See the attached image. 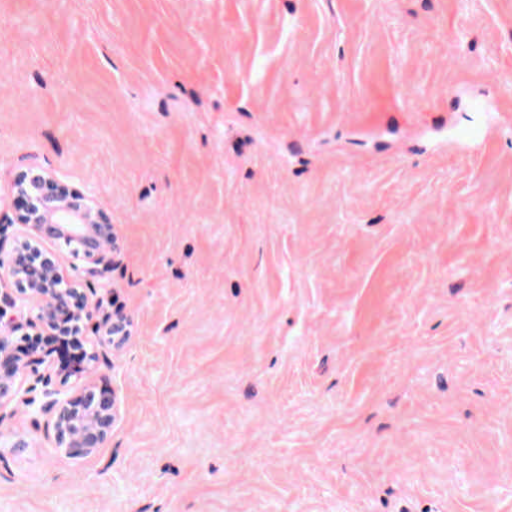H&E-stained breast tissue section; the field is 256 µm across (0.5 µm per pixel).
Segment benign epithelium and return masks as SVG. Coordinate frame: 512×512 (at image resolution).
Wrapping results in <instances>:
<instances>
[{
  "label": "benign epithelium",
  "instance_id": "benign-epithelium-1",
  "mask_svg": "<svg viewBox=\"0 0 512 512\" xmlns=\"http://www.w3.org/2000/svg\"><path fill=\"white\" fill-rule=\"evenodd\" d=\"M13 187L23 203L14 223L26 232L9 252L0 250V271L6 272L16 286L10 305L19 312L5 322V313L0 310V409L17 398L21 376L37 374L42 367L44 373L39 374L47 387L46 401L36 411L55 415L59 447L70 453L90 454L103 447L119 419L116 394H98L82 386L68 395L49 385L54 375L65 383L72 376L89 373L98 365L99 354L93 351L74 370L61 371L53 367L49 350L36 344L28 355L19 353L13 334L33 329L46 336L81 342L82 324L95 309L78 284L65 279L56 263L43 254V230L52 227L56 237L72 247V255L85 263L84 272L96 278L112 269L113 258L107 246L114 243V228L106 211L92 197L48 174L20 172ZM97 326L114 349L122 348L131 336L129 317L117 310L102 315Z\"/></svg>",
  "mask_w": 512,
  "mask_h": 512
}]
</instances>
